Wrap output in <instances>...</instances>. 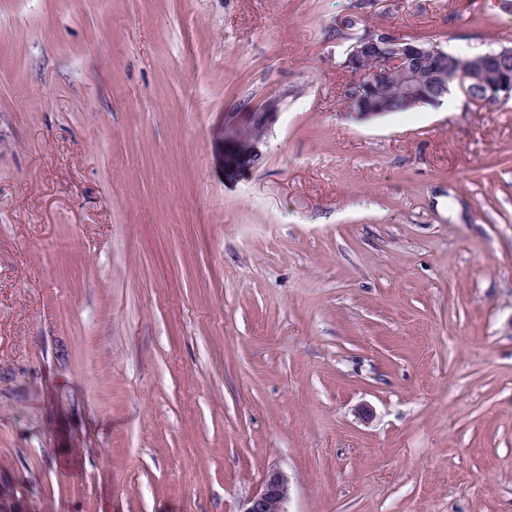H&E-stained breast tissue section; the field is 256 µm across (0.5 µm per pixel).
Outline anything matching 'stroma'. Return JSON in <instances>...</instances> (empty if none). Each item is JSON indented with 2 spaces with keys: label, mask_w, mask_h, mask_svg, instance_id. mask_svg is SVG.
<instances>
[{
  "label": "stroma",
  "mask_w": 512,
  "mask_h": 512,
  "mask_svg": "<svg viewBox=\"0 0 512 512\" xmlns=\"http://www.w3.org/2000/svg\"><path fill=\"white\" fill-rule=\"evenodd\" d=\"M367 29L512 0H0V512H512V102L351 113ZM289 484L287 477L277 469L267 471L259 492L251 496L240 512H287Z\"/></svg>",
  "instance_id": "1"
}]
</instances>
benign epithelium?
I'll return each instance as SVG.
<instances>
[{"label":"benign epithelium","mask_w":512,"mask_h":512,"mask_svg":"<svg viewBox=\"0 0 512 512\" xmlns=\"http://www.w3.org/2000/svg\"><path fill=\"white\" fill-rule=\"evenodd\" d=\"M379 34L365 31L350 46L346 63L353 79L347 84L345 96L359 100L363 111L378 106V98L370 97L383 87L382 77L387 73L400 72L411 84L417 86V93L423 95L427 87L441 79V74L431 70L426 79L419 78L421 60L426 55L433 57L444 54V49L413 38L387 34L392 51L383 66L371 69L365 67L377 43ZM456 85L479 89L477 94L467 93L469 102L480 108H488L492 102L512 100V48L505 47L495 53L479 55L455 75ZM289 484L287 477L277 469L267 471L259 492L251 496L242 512H285Z\"/></svg>","instance_id":"7a95c632"}]
</instances>
